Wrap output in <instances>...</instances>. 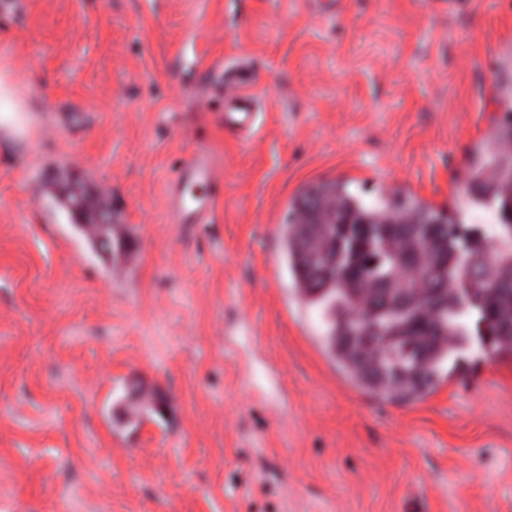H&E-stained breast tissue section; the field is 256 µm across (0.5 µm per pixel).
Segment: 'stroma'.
I'll return each instance as SVG.
<instances>
[{
  "instance_id": "stroma-1",
  "label": "stroma",
  "mask_w": 512,
  "mask_h": 512,
  "mask_svg": "<svg viewBox=\"0 0 512 512\" xmlns=\"http://www.w3.org/2000/svg\"><path fill=\"white\" fill-rule=\"evenodd\" d=\"M255 76L250 136L225 126ZM512 95L507 0H16L0 11V512H512V358L351 386L278 228L304 185L439 209ZM205 148L224 196L168 221ZM112 188L104 254L50 186Z\"/></svg>"
}]
</instances>
